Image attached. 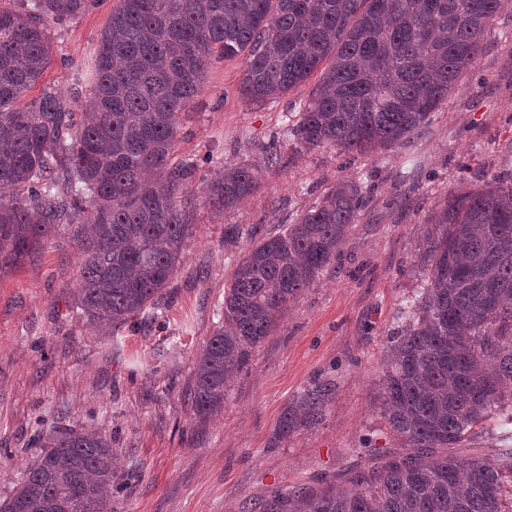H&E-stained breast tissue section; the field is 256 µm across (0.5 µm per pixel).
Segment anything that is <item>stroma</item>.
Returning <instances> with one entry per match:
<instances>
[{
    "instance_id": "35a3bbf8",
    "label": "stroma",
    "mask_w": 512,
    "mask_h": 512,
    "mask_svg": "<svg viewBox=\"0 0 512 512\" xmlns=\"http://www.w3.org/2000/svg\"><path fill=\"white\" fill-rule=\"evenodd\" d=\"M118 0H97L49 30L44 81L90 105L92 55ZM244 56L209 64L181 115L175 162L197 170L203 195L224 169H252L260 184L232 208L199 207L185 257L155 318L100 331L72 298L81 282V227L61 224L20 264L0 271V501L19 487L46 435L92 430L112 441V512H253L270 491L364 464L365 447L396 453L380 417L386 338L423 275L424 230L448 194L512 177V5L500 13L458 90L402 145L369 156L296 146L289 130L309 99L302 85L263 104L239 92ZM276 144L269 165L264 149ZM345 179L364 204L334 261L283 314L233 381L223 411L196 418L189 400L196 354L218 326L224 286L250 240L294 223ZM316 382L331 383L320 420L281 429Z\"/></svg>"
}]
</instances>
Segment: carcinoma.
<instances>
[{"label": "carcinoma", "mask_w": 512, "mask_h": 512, "mask_svg": "<svg viewBox=\"0 0 512 512\" xmlns=\"http://www.w3.org/2000/svg\"><path fill=\"white\" fill-rule=\"evenodd\" d=\"M507 0H119L94 54L91 108L74 112L47 70L49 24L93 0L0 7V270L58 224L89 218L76 308L121 324L153 305L183 259L200 202L229 208L259 182L245 167L187 192L173 165L180 118L212 59L246 54L241 96L276 99L330 60L291 135L355 156L390 148L458 87ZM361 207L330 187L296 222L249 248L224 288L223 322L199 350L190 390L201 419L332 260ZM423 285L389 337L380 416L405 448L342 483L274 489L259 512H512V178L448 196L430 216ZM332 386L307 389L283 428L321 417ZM497 448L488 464L480 448ZM112 444L61 430L0 512H110Z\"/></svg>", "instance_id": "obj_1"}]
</instances>
